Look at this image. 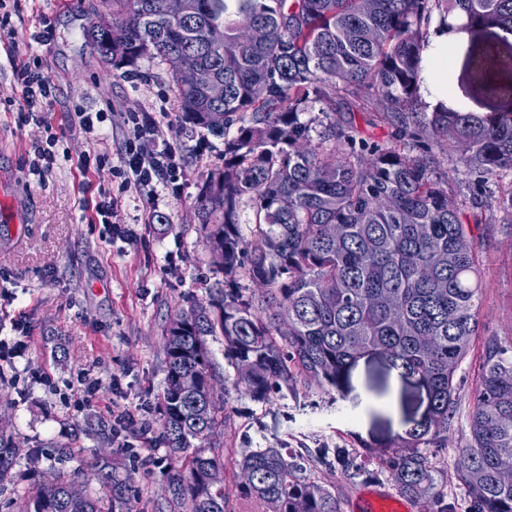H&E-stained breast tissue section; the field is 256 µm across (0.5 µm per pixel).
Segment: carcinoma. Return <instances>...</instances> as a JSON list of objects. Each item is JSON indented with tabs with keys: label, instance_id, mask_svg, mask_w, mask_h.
I'll return each mask as SVG.
<instances>
[{
	"label": "carcinoma",
	"instance_id": "1",
	"mask_svg": "<svg viewBox=\"0 0 512 512\" xmlns=\"http://www.w3.org/2000/svg\"><path fill=\"white\" fill-rule=\"evenodd\" d=\"M112 32L94 34L102 61L136 69L160 59L177 89L183 122L224 134V165L196 195L199 234L223 256L224 286L209 291V313L192 306L164 336V443L173 487L171 512H228L224 392L208 338L224 339L234 385L255 401L294 391L298 380L339 389L357 360L380 354L430 400L428 415L397 436L384 460L397 489L425 512H452L437 489L433 448L448 447L456 372L478 335L485 239L482 219L450 188L429 155L457 152L480 174L487 207L512 227V112L442 107L426 111L419 92L422 54L433 19L456 30L512 32V0H185L171 17L165 0H101ZM224 27V41L207 31ZM191 53L210 68L205 90L182 71ZM220 111L218 121L212 110ZM374 115L411 141L383 147L361 135L343 111ZM252 212L248 233L240 215ZM288 319V334L279 325ZM193 374L190 400L179 379ZM470 435L457 475L468 512H512V335L485 342ZM19 449L0 431V487L18 479ZM373 451L356 448H248L234 478L259 512H342L307 464L348 479L368 472ZM111 504L58 474L16 503L15 512H114L128 501L129 478L100 469Z\"/></svg>",
	"mask_w": 512,
	"mask_h": 512
}]
</instances>
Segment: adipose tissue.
Returning <instances> with one entry per match:
<instances>
[{"mask_svg": "<svg viewBox=\"0 0 512 512\" xmlns=\"http://www.w3.org/2000/svg\"><path fill=\"white\" fill-rule=\"evenodd\" d=\"M466 42V34L435 31L432 49L424 55L422 61L424 82L420 92L428 108L433 109L447 104L448 66L452 62L451 54L460 50Z\"/></svg>", "mask_w": 512, "mask_h": 512, "instance_id": "obj_1", "label": "adipose tissue"}]
</instances>
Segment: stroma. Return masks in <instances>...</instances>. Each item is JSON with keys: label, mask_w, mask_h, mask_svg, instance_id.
I'll return each instance as SVG.
<instances>
[{"label": "stroma", "mask_w": 512, "mask_h": 512, "mask_svg": "<svg viewBox=\"0 0 512 512\" xmlns=\"http://www.w3.org/2000/svg\"><path fill=\"white\" fill-rule=\"evenodd\" d=\"M15 35L0 39V339H24L22 358H0V418L20 448L18 482L0 488V503L16 500L55 473L74 478L96 496L99 460L131 475L132 512H170L164 494L169 450L160 438L165 386L163 336L174 317L207 300L220 280L194 218L198 186L224 161V140L185 126L176 85L157 58L141 60L135 73L112 74L87 37L107 20L98 0H11ZM52 30L49 45H31L32 34ZM38 54L53 88L47 119L57 133L58 165L37 178L29 171L31 145L43 127L20 123L21 89L9 63ZM79 112L110 113L97 137L76 130ZM160 113L165 140L179 147L177 189L123 183L111 173L119 164L122 116ZM103 154L109 168L84 181L76 164ZM119 197L109 224L91 223L80 206L87 185ZM501 212L490 213L480 303L481 337L512 333V234ZM120 234H113V226ZM477 354L456 375V408L448 446L437 454L446 472L443 490L452 512H465L467 494L454 472L469 439ZM428 405L423 387L397 378L378 356H365L341 390L298 383L288 396L253 401L244 391L224 395V473L233 475L245 448H356L375 450L374 476L348 480L324 469L316 481L333 485L342 506L365 490L396 486L381 473L382 449L409 419ZM136 426L113 437L118 411ZM147 421L149 436L138 423ZM37 451L39 462L29 453Z\"/></svg>", "instance_id": "35a3bbf8"}]
</instances>
